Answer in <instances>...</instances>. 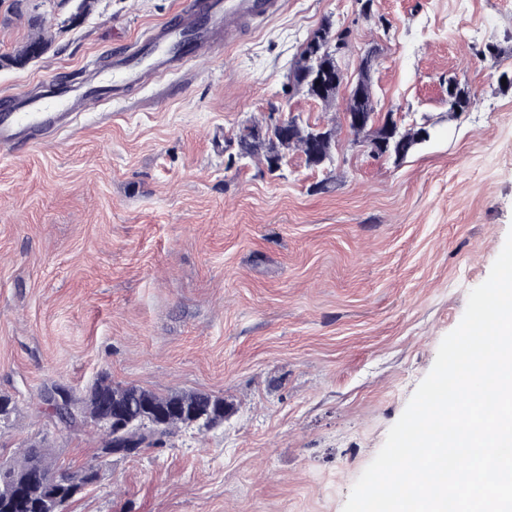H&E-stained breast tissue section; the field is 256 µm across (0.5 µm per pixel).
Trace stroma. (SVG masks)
<instances>
[{"label":"stroma","mask_w":512,"mask_h":512,"mask_svg":"<svg viewBox=\"0 0 512 512\" xmlns=\"http://www.w3.org/2000/svg\"><path fill=\"white\" fill-rule=\"evenodd\" d=\"M0 0V100L90 83L187 0ZM284 0L223 56L105 98L0 154V460L38 431L57 463L98 435L54 427L40 393L99 375L223 397V424L105 461L67 512H343L442 338L512 231V0ZM355 73L376 48L379 112L426 114L429 141L376 159L348 129L328 169L229 161L269 113L338 120L288 73L324 20ZM496 59L479 54L485 43ZM473 94L448 112V80ZM48 44L49 40L43 34L31 37L16 55L1 56V66L22 67L40 57L47 49Z\"/></svg>","instance_id":"stroma-1"}]
</instances>
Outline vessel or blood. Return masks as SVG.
<instances>
[{"instance_id":"b4317fda","label":"vessel or blood","mask_w":512,"mask_h":512,"mask_svg":"<svg viewBox=\"0 0 512 512\" xmlns=\"http://www.w3.org/2000/svg\"><path fill=\"white\" fill-rule=\"evenodd\" d=\"M283 0H195L176 23L154 31L114 66L130 82L161 70H175L190 62L222 55L242 32L244 22L272 14ZM68 98L12 96L0 110V151L13 152L24 141L51 133L64 121Z\"/></svg>"}]
</instances>
